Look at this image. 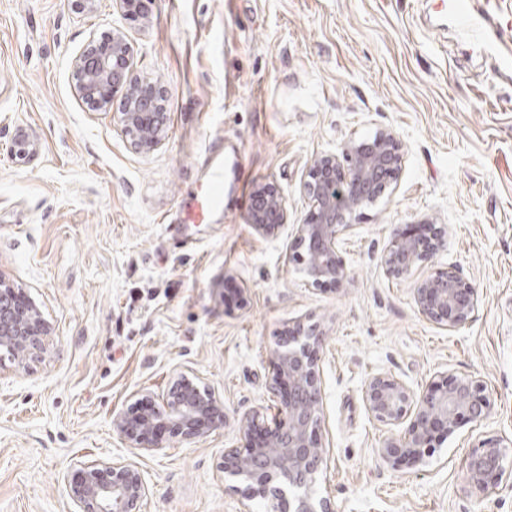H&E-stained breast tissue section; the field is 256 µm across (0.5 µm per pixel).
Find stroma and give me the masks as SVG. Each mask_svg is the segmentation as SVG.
I'll return each mask as SVG.
<instances>
[{"label":"stroma","mask_w":512,"mask_h":512,"mask_svg":"<svg viewBox=\"0 0 512 512\" xmlns=\"http://www.w3.org/2000/svg\"><path fill=\"white\" fill-rule=\"evenodd\" d=\"M115 29L135 74L167 92L170 138L149 155L74 89L73 58ZM20 127L36 143L23 162L10 153ZM380 129L403 145L400 176L342 235L345 283L309 286L294 247L307 167ZM211 145L243 147L247 190L280 187L277 236L232 200L210 223H176ZM427 218L446 229L433 268L477 288L454 332L424 319L414 277L383 263L394 227ZM0 274L53 328L43 354L0 356V512H75L67 483L93 460L138 467L141 512H245L219 465L245 414L275 415L271 351L299 321L325 335L317 488L334 512H512V476L486 497L464 480L479 442L512 440V76L464 45L434 0H156L143 24L112 0L90 12L0 0ZM179 372L221 397L223 429L129 447L113 416L162 397ZM377 374L417 392L472 376L495 407L394 470L378 457L392 429L363 399Z\"/></svg>","instance_id":"35a3bbf8"}]
</instances>
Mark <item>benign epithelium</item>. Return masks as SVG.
<instances>
[{"label": "benign epithelium", "mask_w": 512, "mask_h": 512, "mask_svg": "<svg viewBox=\"0 0 512 512\" xmlns=\"http://www.w3.org/2000/svg\"><path fill=\"white\" fill-rule=\"evenodd\" d=\"M113 2L124 18L145 20L156 0ZM132 54L126 35L116 31L91 42L74 58L73 76L81 99L95 110L108 111L119 101L112 120L129 136L133 148L147 155L169 139L166 92L152 78L132 73ZM34 151V140L19 129L11 145L13 155L23 161ZM402 163V144L386 130L368 139L351 138L339 152L311 160L303 183L309 209L295 225L299 263L308 284L339 286L346 280L338 239L350 226L351 217L376 202L397 180ZM255 197L261 205L248 212L246 222L260 235L273 236L288 223L284 195L277 185L263 183ZM426 225L432 232L425 244L399 227L393 229L383 257L390 276L406 277L432 262L442 246V228L431 220ZM14 294V286L0 275V352L21 364L45 350L52 327L36 303L28 300L23 307L15 306L11 302ZM477 299L473 283L454 271L424 276L414 286L419 314L448 331L468 324ZM321 341L316 327L299 323L273 348L277 372L269 390L279 401L273 429L266 441L255 444L260 414L244 416L241 435L247 452L224 451V489L267 504L269 512H333L330 500L315 490L326 460L321 441L322 393L314 356ZM364 401L376 421L397 428L378 450L380 459L394 470L419 459L435 442L453 436L464 425L487 419L494 408L482 381L472 376L416 393L402 380L378 374L366 381ZM137 403L146 406L142 425L131 427L120 412L112 419L113 430L132 448L143 445L158 421L190 443L224 428V402L208 384L183 372L177 373L160 402L144 394ZM509 465L512 459L503 440L487 439L468 458L465 482L472 491L487 496ZM147 492L137 466L123 462H84L79 478L68 484L77 512H140Z\"/></svg>", "instance_id": "benign-epithelium-1"}]
</instances>
